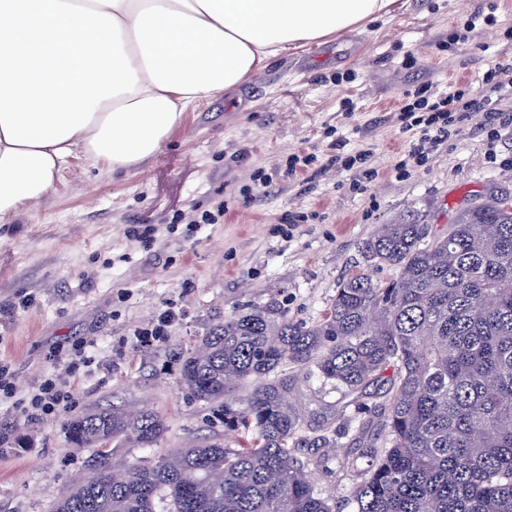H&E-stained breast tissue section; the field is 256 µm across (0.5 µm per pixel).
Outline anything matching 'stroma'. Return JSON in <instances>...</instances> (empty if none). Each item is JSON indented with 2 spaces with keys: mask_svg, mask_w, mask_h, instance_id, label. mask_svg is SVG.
Wrapping results in <instances>:
<instances>
[{
  "mask_svg": "<svg viewBox=\"0 0 512 512\" xmlns=\"http://www.w3.org/2000/svg\"><path fill=\"white\" fill-rule=\"evenodd\" d=\"M478 11L488 21L461 45ZM322 45L327 57L304 46L272 60L233 101L189 108L181 129L129 172L76 154L50 194L0 221V362L15 368L19 391L52 379L70 392L73 413L148 409L166 425L152 450L109 445L116 469L223 436L210 409L179 383L178 355L198 346L210 322L274 300L288 319L318 323L343 280L395 278L361 256L378 225L416 219L443 236L459 209L512 196V132L494 134L475 116L470 133L404 175L396 164L414 134L392 120L404 92L426 80L481 97L488 65L512 58V0H397L391 21ZM408 51L417 62L405 68ZM338 135L348 151H370L378 175L365 189H352L351 172L331 165ZM294 154L309 163L290 176ZM259 168L273 182L246 199ZM218 201L223 218L202 223ZM291 212L302 223L282 224ZM20 294L33 302L12 310ZM168 307L180 320L164 342L140 346L134 331ZM82 336L96 344L90 366L71 374L47 362L49 347ZM296 379L300 410L338 415L346 429L335 457L312 470L324 495L342 501L366 465L347 431L358 424L359 405L379 403L377 389L351 394L305 371ZM62 422L18 420L10 400H0V512H52L87 475L97 451L70 445Z\"/></svg>",
  "mask_w": 512,
  "mask_h": 512,
  "instance_id": "35a3bbf8",
  "label": "stroma"
}]
</instances>
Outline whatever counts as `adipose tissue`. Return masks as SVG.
I'll use <instances>...</instances> for the list:
<instances>
[{"instance_id": "obj_1", "label": "adipose tissue", "mask_w": 512, "mask_h": 512, "mask_svg": "<svg viewBox=\"0 0 512 512\" xmlns=\"http://www.w3.org/2000/svg\"><path fill=\"white\" fill-rule=\"evenodd\" d=\"M0 0V218L75 152L130 171L200 101L288 50L391 20L396 0ZM94 30L96 50L75 36Z\"/></svg>"}]
</instances>
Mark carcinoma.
I'll return each mask as SVG.
<instances>
[{
    "label": "carcinoma",
    "instance_id": "1",
    "mask_svg": "<svg viewBox=\"0 0 512 512\" xmlns=\"http://www.w3.org/2000/svg\"><path fill=\"white\" fill-rule=\"evenodd\" d=\"M428 234L417 221L379 225L362 253L396 278L344 280L315 325L275 301L210 323L200 350L179 356L180 383L239 447L206 441L120 474L100 456L54 512H335L309 469L330 459L336 430L301 434L290 364L351 393L392 370L390 397L373 408L387 447L359 449L369 465L351 512H512V203L490 196L459 211L446 236ZM62 430L78 448L150 449L166 426L112 407Z\"/></svg>",
    "mask_w": 512,
    "mask_h": 512
}]
</instances>
